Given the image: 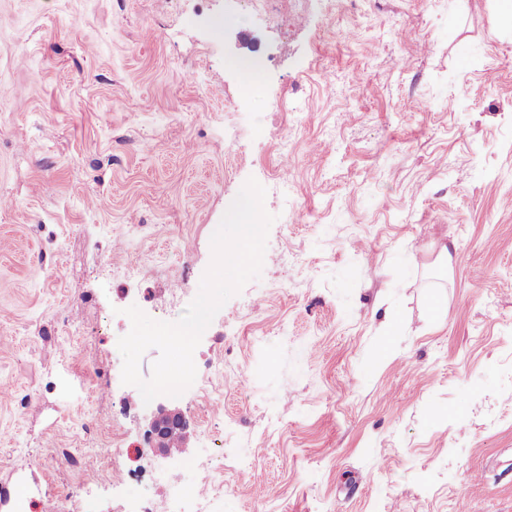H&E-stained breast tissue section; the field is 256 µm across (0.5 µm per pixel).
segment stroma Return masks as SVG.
Returning <instances> with one entry per match:
<instances>
[{
    "label": "stroma",
    "instance_id": "obj_1",
    "mask_svg": "<svg viewBox=\"0 0 512 512\" xmlns=\"http://www.w3.org/2000/svg\"><path fill=\"white\" fill-rule=\"evenodd\" d=\"M251 178L261 274L197 384L144 403L122 310L182 316ZM1 199L0 512H164L174 483L219 512H512L494 0H0ZM161 404L190 421L164 459Z\"/></svg>",
    "mask_w": 512,
    "mask_h": 512
}]
</instances>
